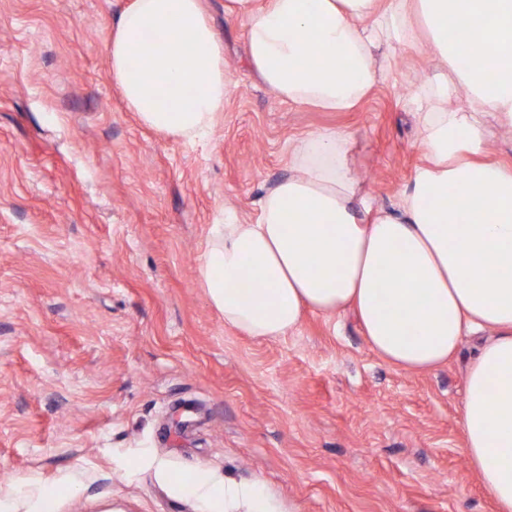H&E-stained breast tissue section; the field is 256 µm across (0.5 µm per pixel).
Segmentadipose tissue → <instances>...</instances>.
<instances>
[{
	"label": "adipose tissue",
	"instance_id": "1",
	"mask_svg": "<svg viewBox=\"0 0 512 512\" xmlns=\"http://www.w3.org/2000/svg\"><path fill=\"white\" fill-rule=\"evenodd\" d=\"M245 21L251 65L280 98L347 112L391 69L398 49L427 44L443 68L415 100L427 160L394 209L372 220L354 173L352 136L309 133L289 150L290 175L259 199L251 224L225 209L214 224L200 276L224 322L276 339L305 311L352 310L371 349L412 371L445 363L463 337L482 333L466 374L464 455L499 512H512V167L488 156L486 118L512 127V66L498 49L512 44V0H226ZM482 29L489 62L458 64L449 42L457 18ZM157 41L141 54L146 32ZM112 79L131 111L156 132L196 141L224 110V44L202 0H134L107 44ZM138 58L140 74L131 76ZM467 92L466 110L449 92ZM258 279L242 292L243 273ZM197 512L245 498L251 512H273L258 483L186 473L169 479Z\"/></svg>",
	"mask_w": 512,
	"mask_h": 512
}]
</instances>
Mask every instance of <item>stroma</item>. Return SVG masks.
<instances>
[{"mask_svg": "<svg viewBox=\"0 0 512 512\" xmlns=\"http://www.w3.org/2000/svg\"><path fill=\"white\" fill-rule=\"evenodd\" d=\"M133 0H0V486H65L56 512H195L164 480L261 483L279 512H497L462 453L471 341L435 370L380 359L353 313L278 339L225 326L199 279L224 208L256 223L289 148L342 129L372 208L424 157L427 46L352 110L279 98L245 25L204 0L231 84L212 134L144 127L112 80Z\"/></svg>", "mask_w": 512, "mask_h": 512, "instance_id": "obj_1", "label": "stroma"}]
</instances>
